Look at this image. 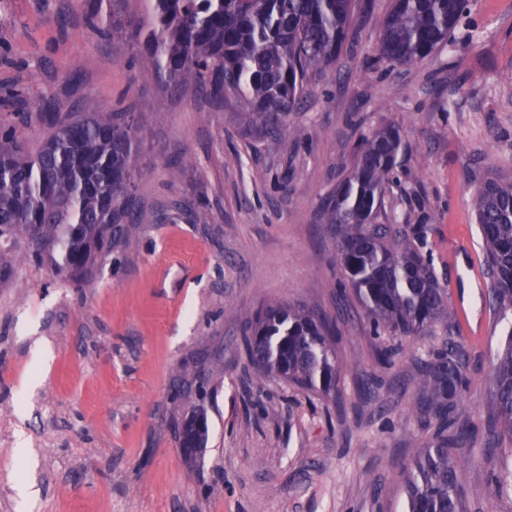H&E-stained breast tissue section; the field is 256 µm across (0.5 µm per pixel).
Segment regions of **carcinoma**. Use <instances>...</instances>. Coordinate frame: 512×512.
Masks as SVG:
<instances>
[{"mask_svg":"<svg viewBox=\"0 0 512 512\" xmlns=\"http://www.w3.org/2000/svg\"><path fill=\"white\" fill-rule=\"evenodd\" d=\"M90 26L108 36L104 0H88ZM148 23H128L131 42H144L140 62L164 84L189 85L247 109L249 126L283 147L298 135L286 129L309 71L337 60L349 27L353 0H150ZM470 0H391L385 16L379 60L411 65L452 39L459 27L463 44L474 42ZM47 124L36 144L27 131L33 118ZM138 114L104 112L83 99L71 112L48 107L12 112L0 123V281L20 262H48L66 281L81 283L97 259H120L136 239L135 213ZM399 127L386 126L357 147L354 171L327 209L336 232L339 262L375 332L421 336L454 318L448 288L433 261L421 251L424 226L378 224L386 185L400 147ZM473 206L483 238V262L490 278L489 305L512 315V182L487 180ZM331 321L303 306L269 304L244 337L250 361L264 376L307 390L335 387L339 366ZM493 416L486 444L499 449L503 469L492 492L512 496V325L492 367ZM468 376L461 348L450 342L435 349L420 377L419 412L437 423L435 440L410 463L407 512H461L462 472L467 460L453 449L466 447L470 433L456 430L448 447V414L462 401Z\"/></svg>","mask_w":512,"mask_h":512,"instance_id":"carcinoma-1","label":"carcinoma"}]
</instances>
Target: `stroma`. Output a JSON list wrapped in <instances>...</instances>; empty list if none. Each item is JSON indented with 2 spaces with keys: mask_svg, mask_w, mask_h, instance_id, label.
Here are the masks:
<instances>
[{
  "mask_svg": "<svg viewBox=\"0 0 512 512\" xmlns=\"http://www.w3.org/2000/svg\"><path fill=\"white\" fill-rule=\"evenodd\" d=\"M472 4L475 45L400 67L376 60L390 0H357L336 64L311 71L286 119L305 138L285 151L239 102L173 92L139 67L141 45L99 38L84 0H0L1 85L33 108L91 98L137 112L142 219L128 255L86 283L33 263L0 282V512H404L407 467L434 432L417 380L446 340L469 378L463 512H512L490 488L502 325L472 206L487 179L512 182V0ZM390 124L400 167L378 220L425 225L456 314L417 338L374 336L323 218L361 136ZM270 303L335 321L330 393L250 364L242 338ZM382 344L397 350L385 369ZM198 408L209 440L191 457L179 429Z\"/></svg>",
  "mask_w": 512,
  "mask_h": 512,
  "instance_id": "1",
  "label": "stroma"
}]
</instances>
